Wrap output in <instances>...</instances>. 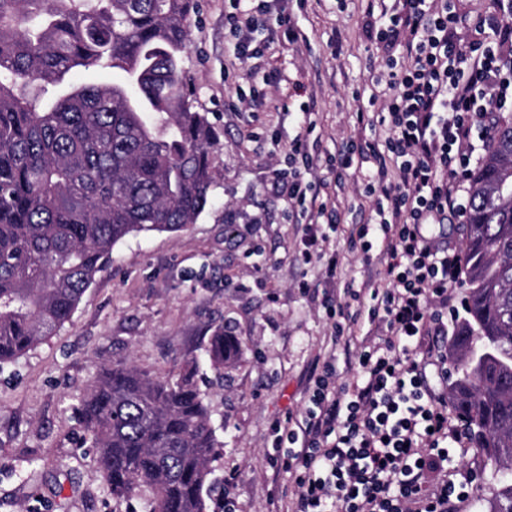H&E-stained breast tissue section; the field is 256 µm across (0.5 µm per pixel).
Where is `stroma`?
Here are the masks:
<instances>
[{
  "label": "stroma",
  "instance_id": "1",
  "mask_svg": "<svg viewBox=\"0 0 512 512\" xmlns=\"http://www.w3.org/2000/svg\"><path fill=\"white\" fill-rule=\"evenodd\" d=\"M289 26L254 31L263 70L240 59L231 25L232 0H196L183 68L196 110L205 112L217 144L212 205L177 233L129 237L112 252L111 267L84 293L53 335L0 365V512H142L145 494L114 498L101 476L83 423L81 403L101 366L129 359L143 371L176 377L186 360L199 362L198 384L221 446L210 462L215 485L208 512L231 493L235 512H284L294 486L271 461L274 425L302 417L308 377L319 360L336 358L337 382L351 379L332 322L311 288H362L368 269L350 248L348 232L376 204L363 181L343 172L328 200L340 221L319 229L336 257L343 283L328 281L325 260L303 263L305 227L288 220L273 187L288 166V140L311 105L310 144L321 158L346 141L370 140L357 122L370 98L385 100L384 54L364 39L365 0H248ZM277 73L269 83L264 72ZM240 344L236 361L216 373L205 346L216 331ZM476 481L456 512H487L493 467L476 448L456 450L448 475Z\"/></svg>",
  "mask_w": 512,
  "mask_h": 512
}]
</instances>
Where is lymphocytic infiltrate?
I'll return each mask as SVG.
<instances>
[{
  "label": "lymphocytic infiltrate",
  "instance_id": "obj_1",
  "mask_svg": "<svg viewBox=\"0 0 512 512\" xmlns=\"http://www.w3.org/2000/svg\"><path fill=\"white\" fill-rule=\"evenodd\" d=\"M464 23L456 0H393L367 17L369 40L388 53L402 47L406 61L389 73L391 94L374 117L382 144H346L330 169L358 171L367 156L378 160L366 185L377 205L349 243L375 253L384 270L380 281L351 293L355 300L369 295L367 312L330 307L334 343L350 344L360 321L370 325L354 353L352 381L337 383L335 365L323 362L309 377L305 416L274 426L288 445L290 512H453L474 480L428 482L470 434L448 418L437 388L448 380L447 360L434 354L456 316L448 290L459 284L464 259L434 243L427 228L468 222L470 175L497 113L512 109V0L476 22L467 41ZM288 148L302 166L278 177V187L298 206V218L324 212L304 179L319 155L301 134Z\"/></svg>",
  "mask_w": 512,
  "mask_h": 512
}]
</instances>
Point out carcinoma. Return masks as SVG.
I'll return each instance as SVG.
<instances>
[{"label":"carcinoma","mask_w":512,"mask_h":512,"mask_svg":"<svg viewBox=\"0 0 512 512\" xmlns=\"http://www.w3.org/2000/svg\"><path fill=\"white\" fill-rule=\"evenodd\" d=\"M195 0H0V364L68 322L129 236L174 233L213 200L216 144L182 61ZM112 69L121 83L74 85ZM512 113L470 176L465 316L449 393L494 468L487 512H512ZM238 343L219 330L216 370ZM186 362L175 381L125 360L97 372L81 413L112 496L145 512H207L219 447Z\"/></svg>","instance_id":"carcinoma-1"}]
</instances>
